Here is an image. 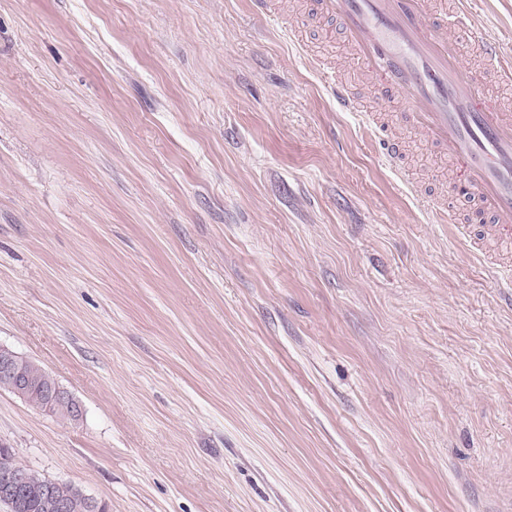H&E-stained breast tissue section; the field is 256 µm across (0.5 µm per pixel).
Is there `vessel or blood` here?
<instances>
[{"label":"vessel or blood","instance_id":"b4317fda","mask_svg":"<svg viewBox=\"0 0 512 512\" xmlns=\"http://www.w3.org/2000/svg\"><path fill=\"white\" fill-rule=\"evenodd\" d=\"M323 17H339L344 39L359 64L380 81L382 109L363 111L351 86L327 75L340 111L358 116L383 163L404 179L412 174L404 125L449 159L457 176L435 203L437 222L462 224L463 237L480 247L482 236L512 244V113L488 104L489 85L512 87V54L469 21L466 8L445 0H315ZM486 215L482 228L460 221L462 213ZM491 273L512 288V257L488 255Z\"/></svg>","mask_w":512,"mask_h":512}]
</instances>
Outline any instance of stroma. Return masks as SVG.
<instances>
[{
	"mask_svg": "<svg viewBox=\"0 0 512 512\" xmlns=\"http://www.w3.org/2000/svg\"><path fill=\"white\" fill-rule=\"evenodd\" d=\"M321 72L249 0H0V347L81 409L0 388L18 461L106 512H512V306ZM20 379L24 381L25 388L22 399L30 405L71 419L79 417L78 403L66 391H63L65 394H59L60 385L42 367L27 360V365L19 378L0 376V388H7L14 393Z\"/></svg>",
	"mask_w": 512,
	"mask_h": 512,
	"instance_id": "35a3bbf8",
	"label": "stroma"
}]
</instances>
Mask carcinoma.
<instances>
[{"instance_id": "obj_1", "label": "carcinoma", "mask_w": 512, "mask_h": 512, "mask_svg": "<svg viewBox=\"0 0 512 512\" xmlns=\"http://www.w3.org/2000/svg\"><path fill=\"white\" fill-rule=\"evenodd\" d=\"M20 379L24 381L23 400L30 405L71 419L79 417L78 403L70 394L58 393L60 385L42 367L32 361L27 362ZM18 380L0 376V388L13 391L18 386ZM3 467L17 468L28 474V506L22 512H48L42 506L44 497L47 495L56 501L67 504V512H89L86 506V497L77 488L45 480L19 462L12 449L0 446V469Z\"/></svg>"}]
</instances>
